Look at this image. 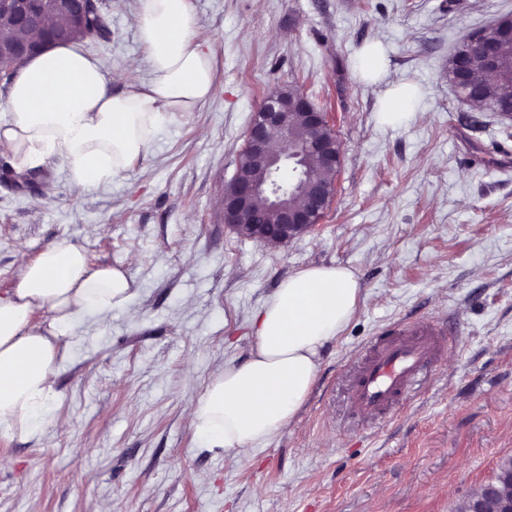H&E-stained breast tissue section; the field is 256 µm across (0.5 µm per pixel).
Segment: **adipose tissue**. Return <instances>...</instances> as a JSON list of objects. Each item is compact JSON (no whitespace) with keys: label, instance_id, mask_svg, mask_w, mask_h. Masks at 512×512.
Instances as JSON below:
<instances>
[{"label":"adipose tissue","instance_id":"adipose-tissue-1","mask_svg":"<svg viewBox=\"0 0 512 512\" xmlns=\"http://www.w3.org/2000/svg\"><path fill=\"white\" fill-rule=\"evenodd\" d=\"M149 79L110 92L103 67L78 45L33 58L9 90L0 149L20 171L55 162L73 183H111L146 151L161 123L193 112L215 90L208 42L192 0H139L133 18ZM360 287L352 270L315 266L289 275L254 319L256 344L214 375L191 412L201 447L237 456L284 429L306 401L320 354L351 321ZM133 282L118 268H91L72 243L48 245L0 294V429L29 434L54 398L62 350L87 313L128 305ZM45 311L37 322L35 311Z\"/></svg>","mask_w":512,"mask_h":512}]
</instances>
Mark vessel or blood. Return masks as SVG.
I'll return each mask as SVG.
<instances>
[{
	"mask_svg": "<svg viewBox=\"0 0 512 512\" xmlns=\"http://www.w3.org/2000/svg\"><path fill=\"white\" fill-rule=\"evenodd\" d=\"M441 345L430 324H399L377 342L372 356L356 372L351 404L371 419L384 418L419 382Z\"/></svg>",
	"mask_w": 512,
	"mask_h": 512,
	"instance_id": "vessel-or-blood-1",
	"label": "vessel or blood"
}]
</instances>
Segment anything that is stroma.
I'll return each instance as SVG.
<instances>
[{"label": "stroma", "instance_id": "35a3bbf8", "mask_svg": "<svg viewBox=\"0 0 512 512\" xmlns=\"http://www.w3.org/2000/svg\"><path fill=\"white\" fill-rule=\"evenodd\" d=\"M215 92L162 125L112 183L61 165L3 171L0 290L48 245L133 280L128 306L82 318L47 424L0 431V512H456L512 456V119L477 112L448 79L466 34L512 0H192ZM110 41L85 46L107 86L148 78L138 0H100ZM384 50L365 80L361 50ZM412 84L401 123L381 119ZM328 112L336 191L309 233L271 247L224 222V188L268 94ZM354 272L356 312L324 349L296 417L238 456L200 447L190 413L213 375L246 360L280 282L313 266ZM454 331L402 408L348 410V371L399 322Z\"/></svg>", "mask_w": 512, "mask_h": 512}]
</instances>
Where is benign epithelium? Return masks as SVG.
<instances>
[{"label":"benign epithelium","mask_w":512,"mask_h":512,"mask_svg":"<svg viewBox=\"0 0 512 512\" xmlns=\"http://www.w3.org/2000/svg\"><path fill=\"white\" fill-rule=\"evenodd\" d=\"M98 0H0V16L11 17L22 34L34 33L11 43H0V76L14 78L20 65L40 52L69 43V30L85 25L89 8ZM450 80L465 102L480 95L482 84L472 78L468 56L452 55ZM326 113L305 95L281 99L272 93L265 108L254 114L244 151L264 156L269 177L252 178L235 172L224 191V222L240 229L242 215L251 212L256 199L266 201L275 219L252 220L248 237L263 244H283L311 230L319 222L333 195L334 185L307 177L305 157L317 155L323 166L340 168L341 152L327 135ZM283 170L304 183V203L295 207L284 200L275 177ZM461 512H512V458L497 465L494 475L463 501Z\"/></svg>","instance_id":"7a95c632"}]
</instances>
